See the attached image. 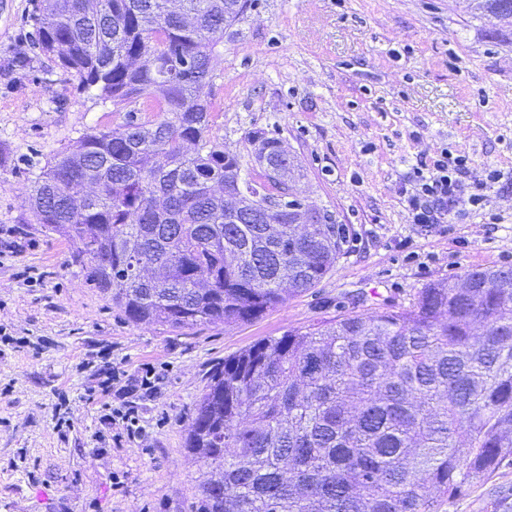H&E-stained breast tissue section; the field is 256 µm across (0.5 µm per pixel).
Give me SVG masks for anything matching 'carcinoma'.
I'll use <instances>...</instances> for the list:
<instances>
[{
    "mask_svg": "<svg viewBox=\"0 0 512 512\" xmlns=\"http://www.w3.org/2000/svg\"><path fill=\"white\" fill-rule=\"evenodd\" d=\"M512 25V0H476ZM246 0H42L36 41L78 92L159 106L83 133L33 173L35 223L128 320L172 331L256 319L318 285L349 231L265 197L294 178L280 139L257 172L206 138L224 27ZM244 175L252 198L224 210ZM192 512H438L512 457V268L418 289L224 358L194 408Z\"/></svg>",
    "mask_w": 512,
    "mask_h": 512,
    "instance_id": "cac0c4a2",
    "label": "carcinoma"
}]
</instances>
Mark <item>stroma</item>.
I'll list each match as a JSON object with an SVG mask.
<instances>
[{
	"mask_svg": "<svg viewBox=\"0 0 512 512\" xmlns=\"http://www.w3.org/2000/svg\"><path fill=\"white\" fill-rule=\"evenodd\" d=\"M40 0H0V512H191L185 448L196 400L225 357L340 314L409 306L418 288L512 267V27L468 0H248L224 31L206 135L253 166L248 132L296 156V188L351 241L309 291L249 322L184 333L135 324L32 221L30 173L92 129L144 120L142 102L74 91L34 53ZM31 55L23 70L7 64ZM469 160L482 209L413 224L405 202L441 151ZM502 178L483 185L486 167ZM133 395L143 432L110 413ZM512 504V458L439 512Z\"/></svg>",
	"mask_w": 512,
	"mask_h": 512,
	"instance_id": "35a3bbf8",
	"label": "stroma"
}]
</instances>
